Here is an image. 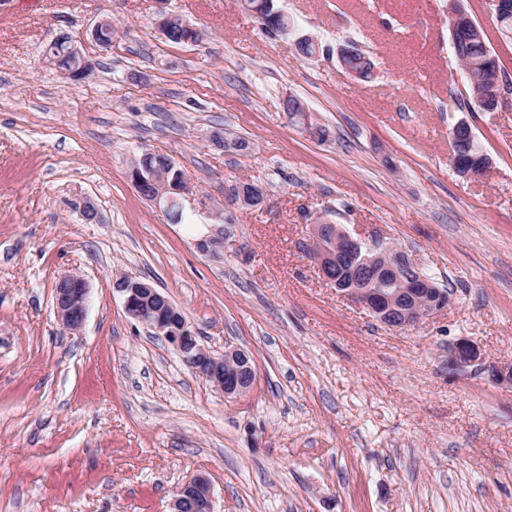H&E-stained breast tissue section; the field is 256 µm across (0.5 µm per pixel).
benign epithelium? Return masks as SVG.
Instances as JSON below:
<instances>
[{
    "mask_svg": "<svg viewBox=\"0 0 512 512\" xmlns=\"http://www.w3.org/2000/svg\"><path fill=\"white\" fill-rule=\"evenodd\" d=\"M448 21L451 35L466 42L484 41L483 28L461 7L460 0H448ZM473 100L488 102L493 110L512 104V75L498 68L489 83L474 88ZM454 168L465 176H478L485 167L469 163L466 157L452 148ZM190 184L179 189V196L164 194V190L143 195L147 201L166 214L180 206V197L188 193ZM264 201L263 195L241 183L224 187V207L214 209L215 217L235 208H254ZM329 237V244L312 253L319 272L330 287L352 302L365 308L381 323L399 329L419 324L423 319L447 308L452 295L424 276L416 265L398 252L365 244L337 224H316L313 238ZM384 278L392 288L376 290L367 283ZM117 291L124 299L126 313L164 338L179 353L183 363L224 393L227 398L248 391L255 380L250 356L236 347H227L215 355L202 347L184 317L177 315L173 303L157 289L142 281L122 278ZM89 286L74 273L61 276L54 286V305L62 324L71 330L82 325L88 304ZM449 362L458 367L481 360L477 345L459 340L448 350ZM172 512H215L209 480L198 474L182 483L175 491Z\"/></svg>",
    "mask_w": 512,
    "mask_h": 512,
    "instance_id": "7a95c632",
    "label": "benign epithelium"
}]
</instances>
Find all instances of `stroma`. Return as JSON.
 <instances>
[{
  "mask_svg": "<svg viewBox=\"0 0 512 512\" xmlns=\"http://www.w3.org/2000/svg\"><path fill=\"white\" fill-rule=\"evenodd\" d=\"M461 4L512 72L484 0ZM275 5L293 34L243 0H0V512H171L196 474L216 512H512V383L490 373L512 364V106L450 108L448 0ZM162 6L202 41L170 42ZM105 18L106 49L90 36ZM62 33L89 78L45 62ZM350 44L371 79L341 68ZM461 120L490 159L477 177L451 161ZM143 147L187 172L181 223L131 184ZM238 181L264 203L213 218ZM324 222L403 251L452 303L407 330L377 322L306 251ZM72 272L90 288L76 331L53 307ZM122 276L166 295L212 353L247 352L252 388L230 399L187 367L125 313ZM462 338L482 359L458 368Z\"/></svg>",
  "mask_w": 512,
  "mask_h": 512,
  "instance_id": "1",
  "label": "stroma"
}]
</instances>
